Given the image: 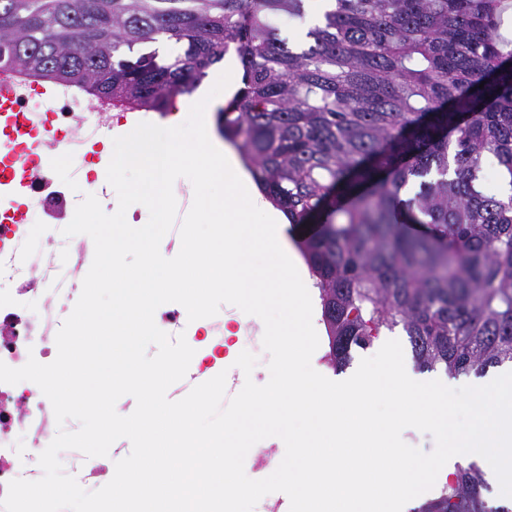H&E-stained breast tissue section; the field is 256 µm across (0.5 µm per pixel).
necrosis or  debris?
Masks as SVG:
<instances>
[{
	"instance_id": "obj_1",
	"label": "necrosis or debris",
	"mask_w": 512,
	"mask_h": 512,
	"mask_svg": "<svg viewBox=\"0 0 512 512\" xmlns=\"http://www.w3.org/2000/svg\"><path fill=\"white\" fill-rule=\"evenodd\" d=\"M30 102L21 96L11 127H0V361L12 368L24 366L31 357L43 364L55 360L57 332L81 294L94 257V244L86 235L64 237L58 224L32 230L51 204L71 210L78 204L77 198L47 189L57 174L59 156L70 161V180L92 182L106 213H114L118 205L107 181L111 158L96 150L113 130L100 103L67 95L53 111L34 112ZM162 329L173 339L184 336L201 353L185 378L170 386L174 401L222 372L231 346L249 351L262 347L257 330L230 304L213 317L192 322L179 310L167 311ZM57 428L52 405L38 385L0 383V496L14 479L42 477L38 457ZM60 457L64 472L85 490H97L109 478L95 458L80 451L65 450Z\"/></svg>"
}]
</instances>
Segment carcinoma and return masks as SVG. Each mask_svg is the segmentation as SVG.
<instances>
[{"label":"carcinoma","instance_id":"carcinoma-1","mask_svg":"<svg viewBox=\"0 0 512 512\" xmlns=\"http://www.w3.org/2000/svg\"><path fill=\"white\" fill-rule=\"evenodd\" d=\"M305 2L0 0V36L17 42L9 68L131 112L164 111L235 48L224 137L288 221L340 216L301 249L329 364L399 326L423 369L512 362V197L478 189L486 158L512 187L497 0H336L293 48L278 22ZM484 488L463 469L419 512H512Z\"/></svg>","mask_w":512,"mask_h":512}]
</instances>
